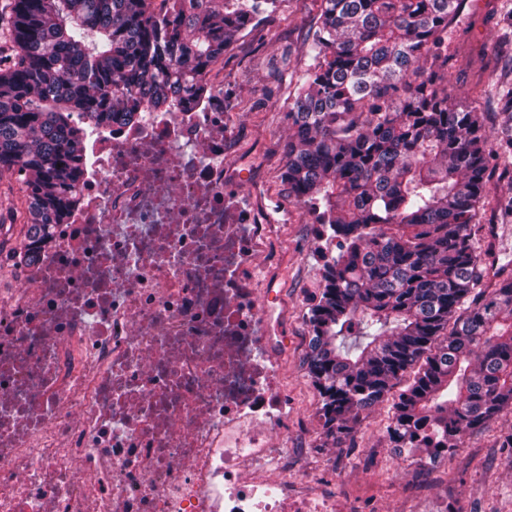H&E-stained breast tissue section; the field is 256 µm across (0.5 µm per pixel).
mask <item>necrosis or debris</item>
<instances>
[{
  "label": "necrosis or debris",
  "instance_id": "necrosis-or-debris-1",
  "mask_svg": "<svg viewBox=\"0 0 512 512\" xmlns=\"http://www.w3.org/2000/svg\"><path fill=\"white\" fill-rule=\"evenodd\" d=\"M224 133L219 88L94 137L81 207L0 288V512H336L289 463L284 252Z\"/></svg>",
  "mask_w": 512,
  "mask_h": 512
}]
</instances>
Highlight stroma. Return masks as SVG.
<instances>
[{"label": "stroma", "mask_w": 512, "mask_h": 512, "mask_svg": "<svg viewBox=\"0 0 512 512\" xmlns=\"http://www.w3.org/2000/svg\"><path fill=\"white\" fill-rule=\"evenodd\" d=\"M316 14L314 0H281L243 41L224 55V89L234 96L227 113L233 136L229 152L255 169L269 213L287 212L277 235L288 242V263L271 305L283 314L288 338L282 357L284 382L292 404L288 453L320 477L324 491L343 497L345 512H512V463L493 446L495 435L512 431V410L503 411L487 431L466 436L449 466L423 470L411 456L396 455L385 436L387 405L378 406L355 427L341 447L327 441L319 408L321 398L305 365L308 316L322 285L324 263L337 255V241L317 232L305 208L288 202L280 173L288 135V83L300 62V45ZM475 244L485 251V278L512 261V224H479Z\"/></svg>", "instance_id": "1"}]
</instances>
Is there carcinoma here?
I'll return each instance as SVG.
<instances>
[{"instance_id":"carcinoma-1","label":"carcinoma","mask_w":512,"mask_h":512,"mask_svg":"<svg viewBox=\"0 0 512 512\" xmlns=\"http://www.w3.org/2000/svg\"><path fill=\"white\" fill-rule=\"evenodd\" d=\"M279 0H3L0 180L22 186L33 260L81 204L88 136L204 98L205 76ZM464 0H320L290 73L283 191L339 253L311 308L307 371L326 437L394 400L391 447L434 464L512 409V268L482 285L474 225L512 224V0L494 73L458 100L448 31ZM501 119L488 143L487 121ZM350 336L359 341L348 345Z\"/></svg>"}]
</instances>
